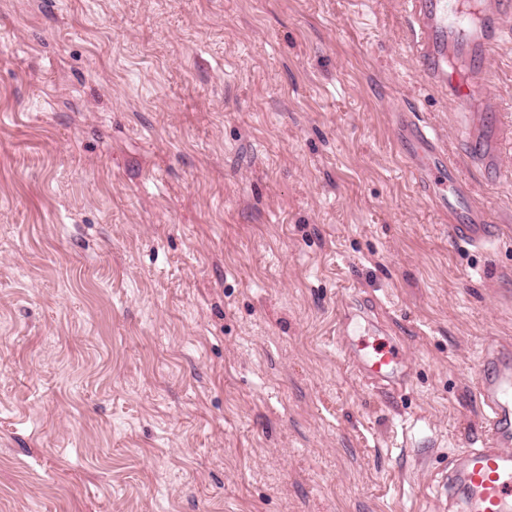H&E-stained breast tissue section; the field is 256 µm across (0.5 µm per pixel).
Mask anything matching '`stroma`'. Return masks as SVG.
Returning a JSON list of instances; mask_svg holds the SVG:
<instances>
[{"label":"stroma","instance_id":"obj_1","mask_svg":"<svg viewBox=\"0 0 512 512\" xmlns=\"http://www.w3.org/2000/svg\"><path fill=\"white\" fill-rule=\"evenodd\" d=\"M401 0H0V512H463L512 179ZM414 114L488 211L456 243ZM398 344L395 387L338 344Z\"/></svg>","mask_w":512,"mask_h":512}]
</instances>
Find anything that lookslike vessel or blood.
Wrapping results in <instances>:
<instances>
[{"mask_svg":"<svg viewBox=\"0 0 512 512\" xmlns=\"http://www.w3.org/2000/svg\"><path fill=\"white\" fill-rule=\"evenodd\" d=\"M411 19L412 52L422 76L446 88L448 99L464 108L481 98L484 111L494 113L495 125L512 127V112L493 91L488 67L492 55L512 40V0H406ZM469 60L470 68L451 63ZM400 146L439 208L452 221L458 243L483 248L491 244L488 216L473 200L470 184L447 160L438 132L400 114ZM354 368L378 384H393L403 362L398 345L348 353ZM490 373L478 375L476 388L485 407L484 445L471 448L462 464L449 474V490L463 489L467 512H512V361L484 355Z\"/></svg>","mask_w":512,"mask_h":512,"instance_id":"b4317fda","label":"vessel or blood"}]
</instances>
